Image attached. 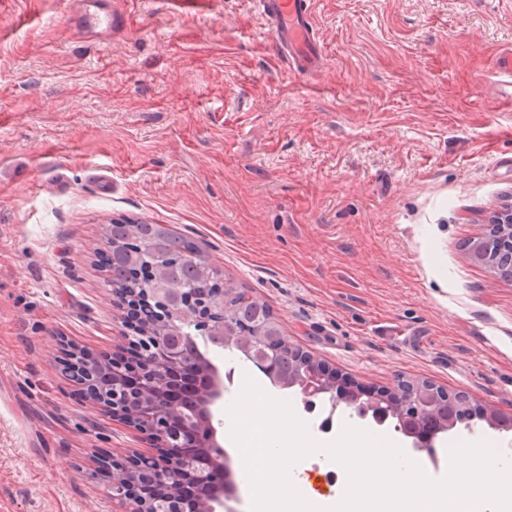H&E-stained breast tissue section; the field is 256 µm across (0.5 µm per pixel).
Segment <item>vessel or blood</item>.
Segmentation results:
<instances>
[{
  "mask_svg": "<svg viewBox=\"0 0 512 512\" xmlns=\"http://www.w3.org/2000/svg\"><path fill=\"white\" fill-rule=\"evenodd\" d=\"M276 49L294 71L311 74L323 65L320 36L311 0H258ZM123 15L117 9L100 8L98 0H79L78 32L118 27Z\"/></svg>",
  "mask_w": 512,
  "mask_h": 512,
  "instance_id": "b4317fda",
  "label": "vessel or blood"
}]
</instances>
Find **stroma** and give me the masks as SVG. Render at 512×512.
Returning a JSON list of instances; mask_svg holds the SVG:
<instances>
[{"label":"stroma","instance_id":"1","mask_svg":"<svg viewBox=\"0 0 512 512\" xmlns=\"http://www.w3.org/2000/svg\"><path fill=\"white\" fill-rule=\"evenodd\" d=\"M300 76L253 0H0V512H117L102 453L144 449L79 396L61 351L126 346L95 253L169 225L371 388L512 412V285L468 247L512 203V0H312ZM79 10L76 18V27L78 32L87 34L97 29L111 30L117 28L123 15L118 12L115 5L117 1L110 4L109 8L102 9L98 6V0H80Z\"/></svg>","mask_w":512,"mask_h":512}]
</instances>
